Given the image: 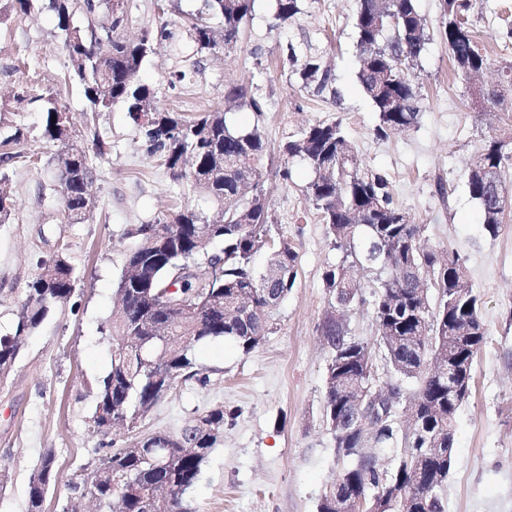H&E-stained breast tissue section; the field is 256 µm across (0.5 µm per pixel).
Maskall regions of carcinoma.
Segmentation results:
<instances>
[{
    "label": "carcinoma",
    "instance_id": "1",
    "mask_svg": "<svg viewBox=\"0 0 512 512\" xmlns=\"http://www.w3.org/2000/svg\"><path fill=\"white\" fill-rule=\"evenodd\" d=\"M111 0H47L57 28L69 35L76 16L83 18L80 41H65L74 73L94 113L121 106L139 130L149 156L157 158L173 179L185 181L220 205L221 219H209L194 209L164 215L153 224L128 230L132 253L114 288L117 310L104 328L111 345V363L97 382L95 410L89 426L108 433H129L178 384L210 382L199 366L196 350L217 338L234 341L244 355L252 353L274 332L275 310L288 297L298 275V253L292 242L271 233L272 215L259 166L268 146L258 127L240 129L227 123L225 113L207 112L187 119L159 107L156 92L140 75L156 42L180 43L179 30L160 24L142 30V39L125 37L129 13L114 15ZM255 0H204L191 17L186 34L197 51L234 47L254 11ZM473 0H442L440 33L448 44L454 69L479 71L489 65L470 29ZM303 11V0H276L275 20L286 26ZM357 45L361 66L357 79L379 115L376 134L414 127L419 95L410 76L427 35L416 0H358ZM285 61L295 68L302 87L320 94L335 80L320 48L306 43L287 47ZM477 94L486 111L512 110V65L503 81ZM224 99L248 107L256 116L265 103L245 85L227 89ZM60 109L46 110L44 136L60 145L51 164L58 171L64 218L79 223L89 211L85 187L94 168L85 151L70 145L60 130ZM283 181L291 176L289 160L298 157L313 173L306 194L326 224L343 260L329 266L323 285L334 311L320 324V335L331 350L327 366L323 419L349 465L332 482L325 496L348 495L360 489L377 493L380 512H443L442 492L453 456L433 451V438L454 440V423L469 391L448 399V383L432 370L460 358L464 380H472L474 358L485 343L479 297L468 283L464 260L454 252L425 245L422 224L411 223L394 205L388 180L357 166L355 147L341 122L310 124L283 146ZM512 166V146L499 137L485 138L476 148L468 172L471 197L481 206L486 231L496 236L501 218L512 205V191L500 180ZM498 177V193L484 180L486 170ZM216 243L220 252L212 251ZM269 252L266 268L258 271L254 256ZM220 267L204 284L191 279L169 294L168 286L184 262ZM379 265L388 277L369 286L362 273ZM371 287L370 293L364 288ZM75 292L73 268L60 253L42 264V272L27 288L13 331L0 336V376L13 367L30 335ZM372 307L391 369L396 409L417 411L416 427L382 421L371 438L355 430L336 428V416L350 417L346 399L377 390L368 345L348 336L339 314L353 306ZM232 413L211 408L189 420L176 434H151L148 445L133 438L112 449L80 478L101 506L126 493L119 512H143L138 491L153 492L152 512H186L183 496L199 479ZM56 477L55 453L45 450L27 487V512H42L46 483Z\"/></svg>",
    "mask_w": 512,
    "mask_h": 512
}]
</instances>
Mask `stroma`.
I'll return each mask as SVG.
<instances>
[{"label": "stroma", "instance_id": "stroma-1", "mask_svg": "<svg viewBox=\"0 0 512 512\" xmlns=\"http://www.w3.org/2000/svg\"><path fill=\"white\" fill-rule=\"evenodd\" d=\"M128 3L131 21L125 33L130 37L164 22L185 26L188 14L202 6V0H179L177 9L163 12L157 0ZM417 6L428 35L412 69L418 123L384 139L376 135L378 114L357 81L356 0H305L303 13L284 28L275 24V0H256L236 48L200 54L189 41L178 52L163 42L143 64L141 77L156 89L161 107L188 117L223 110L235 127H259L268 146L260 171L272 232L288 238L298 253V277L276 311L275 331L247 356L221 338L198 349L209 385L178 386L142 421V434L174 433L211 407L231 411L185 495L190 512H319L322 496L344 466L322 421L330 350L320 336L329 310L323 273L342 253L305 193L310 168L296 159L289 181L276 175L289 136L309 124L336 121L354 143L361 168L385 176L395 204L424 225L428 244L464 259L469 284L480 298L488 335L474 363L471 393L456 416L444 512H512V209L506 210L500 233L490 236L467 187L476 147L504 125L503 117L487 114L472 93L476 86L497 84L503 66L512 63V39L502 23L512 15V0H474L471 28L492 60L476 81L454 72L439 36L441 0H417ZM306 39L318 43L331 63L334 92L301 88L284 65L287 43ZM177 69L194 70L192 81L171 85ZM72 71L45 0H33L24 17L14 14L10 0H0V140L23 132L12 159L0 158V177L15 202L11 219L0 223V335L10 330L42 262L58 252H65L75 269L79 304L74 312H52L0 383V458L11 476L0 494V512H26L29 476L47 448L55 453L58 480L43 512H89L88 498L72 489V480L128 439L123 432L103 436L88 426L96 383L110 366L102 328L112 316L114 284L131 245L127 231L182 205L210 217L217 213L216 205L173 180L146 154L138 131L116 105L98 118L111 150L92 161V213L80 223H67L50 164L55 147L43 128L46 108L68 112L76 147L90 150V107ZM242 82L252 83L265 99L263 116L246 108L225 109V89ZM23 87L37 95V102H16ZM441 183L447 194L438 193ZM347 330L368 344L378 384L389 381L371 307L350 311Z\"/></svg>", "mask_w": 512, "mask_h": 512}]
</instances>
